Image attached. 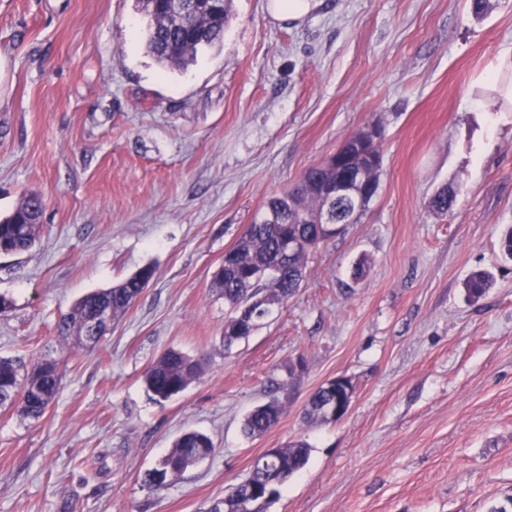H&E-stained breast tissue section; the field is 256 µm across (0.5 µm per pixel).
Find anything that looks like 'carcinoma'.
<instances>
[{"label":"carcinoma","instance_id":"cac0c4a2","mask_svg":"<svg viewBox=\"0 0 512 512\" xmlns=\"http://www.w3.org/2000/svg\"><path fill=\"white\" fill-rule=\"evenodd\" d=\"M139 10L149 18L146 50L162 66L182 70L193 62L199 50L213 48L224 41V29L229 20L231 0L210 9L199 0L193 10V21L183 27L170 14L168 0H137ZM313 183L295 185L282 194L271 196L260 217L253 218L236 243L224 254V263L214 273L213 286L224 296L228 313L224 327L236 328V334L252 335L262 326L276 308L282 307L300 287L309 252L324 239L317 238L313 221L322 218L326 200L321 185L336 179V160H324L308 170ZM458 190L452 185L440 188L428 201V209L446 216L452 211ZM42 202L35 195L28 196L7 218L0 221V250L13 254L30 249L39 238ZM298 241V249L291 255L282 254L286 239ZM263 270L264 278L252 275ZM155 271L145 267L123 282L103 290L90 292L64 316L61 332L78 348H93L100 337L90 331L89 321L97 308L111 309L112 320L119 319L140 296V281L154 277ZM492 285V276L485 270L473 273L467 282L469 297H482ZM252 304L254 317L249 323L233 324V313L240 305ZM202 370V358L180 349L164 352L147 370L144 383L156 400H167L183 392ZM60 385L58 363L42 359L26 368L16 358L0 357V404L6 400L17 402V413L24 419L39 420L54 402ZM336 387L321 388L309 399L306 414L329 422L322 413L324 405L335 399ZM282 405L279 399L256 406L244 419L242 430L250 438L261 437L280 420ZM214 451L211 438L199 431H186L161 457L162 465L175 475L210 456ZM277 463L251 471L248 477L230 487L222 499L224 512H251L254 502L263 501L265 509L279 497V487L300 471L308 460V445L303 440L288 443L273 450Z\"/></svg>","mask_w":512,"mask_h":512}]
</instances>
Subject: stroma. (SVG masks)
<instances>
[{"label":"stroma","mask_w":512,"mask_h":512,"mask_svg":"<svg viewBox=\"0 0 512 512\" xmlns=\"http://www.w3.org/2000/svg\"><path fill=\"white\" fill-rule=\"evenodd\" d=\"M233 0L224 42L171 71L136 0H0V219L41 198L42 233L0 255V357L59 363L42 419L0 407V512H204L270 448L303 469L271 512H490L512 500V112L480 76L512 49V0H319L296 21ZM379 188L308 257L271 321L224 348L214 272L267 199L367 124ZM458 186L451 214L427 208ZM364 262L362 278L353 267ZM155 270L90 350L58 325L88 292ZM494 282L467 295L474 271ZM203 357L166 401L144 375L167 349ZM305 368L292 372L297 362ZM351 379L348 413L307 419ZM279 423L249 439L271 397ZM211 456L141 477L183 432ZM331 384V388H321L310 397L308 406L306 408V414L310 418L320 419L326 422L336 421L335 419L329 418L326 414L322 413L324 405L335 399L336 383L332 382ZM354 390L355 388H353V390L347 388V399L340 404L336 403L335 401H331L327 405V411L329 415L335 416L336 419L342 418L347 413L351 405ZM282 405L279 399L256 406L244 419L242 430L247 437L256 438L266 434L280 420Z\"/></svg>","instance_id":"obj_1"}]
</instances>
